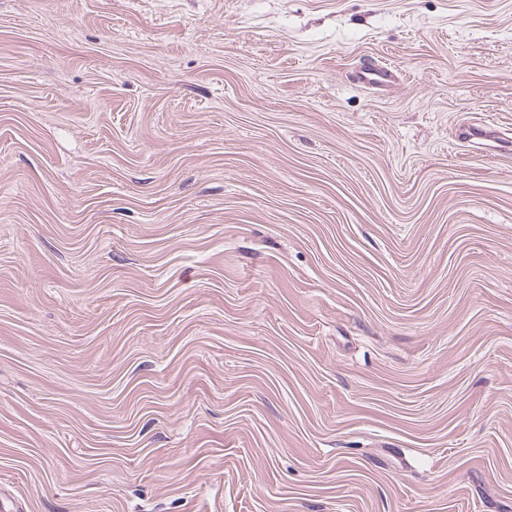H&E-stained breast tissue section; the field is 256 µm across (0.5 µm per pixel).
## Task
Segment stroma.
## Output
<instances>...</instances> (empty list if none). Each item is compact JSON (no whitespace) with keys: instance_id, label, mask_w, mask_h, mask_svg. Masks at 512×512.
I'll list each match as a JSON object with an SVG mask.
<instances>
[{"instance_id":"1","label":"stroma","mask_w":512,"mask_h":512,"mask_svg":"<svg viewBox=\"0 0 512 512\" xmlns=\"http://www.w3.org/2000/svg\"><path fill=\"white\" fill-rule=\"evenodd\" d=\"M0 512H512V0H0ZM356 78L363 84L379 86L384 85L391 79V73L389 68L371 63L361 67L356 73Z\"/></svg>"}]
</instances>
